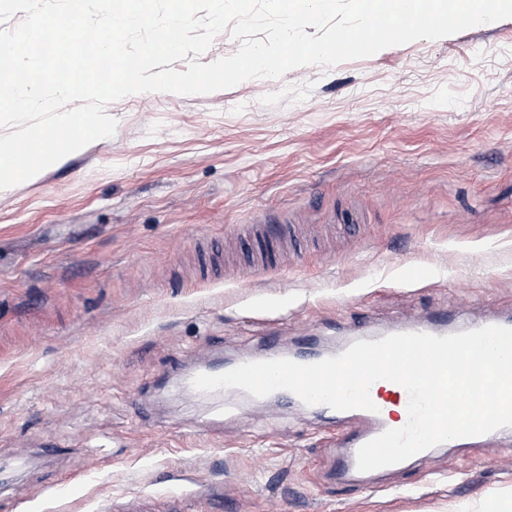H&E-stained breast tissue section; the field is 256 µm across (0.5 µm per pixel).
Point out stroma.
<instances>
[{"instance_id":"obj_1","label":"stroma","mask_w":512,"mask_h":512,"mask_svg":"<svg viewBox=\"0 0 512 512\" xmlns=\"http://www.w3.org/2000/svg\"><path fill=\"white\" fill-rule=\"evenodd\" d=\"M107 110L0 190V512H503L512 433L347 479L346 424L180 379L512 310V19ZM345 350H341V351L336 352V353H330V354H327V355H316V356H312V357L288 356V355H286L284 353H281V352H279L277 350H270L263 357L239 360V361H237L231 367L224 366L223 368L217 369V368H213V367H211L209 365L200 366V367L194 369V372H192L191 374H188L184 378L183 384H184V386L187 389H189V390H191V391H193V392H195V393H197V394H199L200 396H203V397H221V398H224V395L236 396V395H239V394H247V395H249L250 397H252L254 399H263V398H266L268 396L274 395V396H277L279 398L289 400L291 402L301 401L295 394H293V393H291L289 391H285V390L275 391V392L271 393L270 395L262 397V398H255L250 393H248L247 391L239 389V388L218 389V390L212 391V392H201V391H199V390L194 388V386H193V379L197 375H200V374L220 375V374L226 373V372L234 369L235 367H237V366H239V365H241L243 363L252 362V361H267V360L288 358V359H291V360H293L295 362H298V363H301V364H311V363L319 362V361H321L323 359H326L328 357L337 356V355L343 353Z\"/></svg>"}]
</instances>
